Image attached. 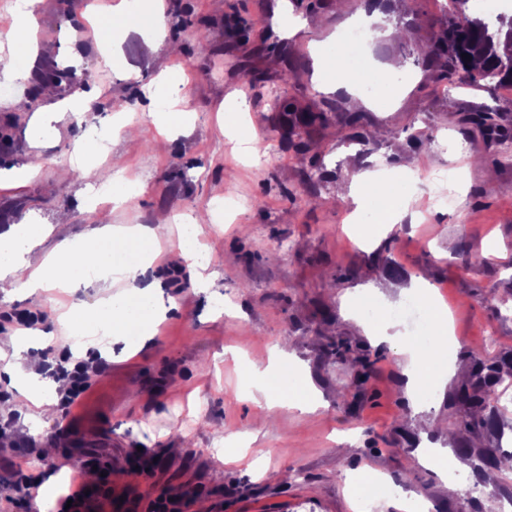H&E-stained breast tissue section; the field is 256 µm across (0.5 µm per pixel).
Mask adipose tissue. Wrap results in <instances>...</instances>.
I'll return each instance as SVG.
<instances>
[{
	"mask_svg": "<svg viewBox=\"0 0 512 512\" xmlns=\"http://www.w3.org/2000/svg\"><path fill=\"white\" fill-rule=\"evenodd\" d=\"M40 2L22 0L15 5V33L9 50L0 52V78L21 82L33 67L37 56L33 32ZM46 233L44 225L26 222L0 232V293L8 296L23 291L38 297L50 288L72 293L106 275L118 285V292L92 307L68 306L60 316L61 323L72 335L92 343L101 336L115 340L135 336L143 344L152 340L164 314L155 300L156 284L147 278L157 258L156 229L103 225L95 228L85 243L65 241L50 254L34 257L33 249ZM0 360L12 379L27 386L23 414L54 418L56 401L45 392L52 381L38 372H25L33 358L20 337H9L0 345Z\"/></svg>",
	"mask_w": 512,
	"mask_h": 512,
	"instance_id": "adipose-tissue-1",
	"label": "adipose tissue"
}]
</instances>
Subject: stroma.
<instances>
[{
    "instance_id": "35a3bbf8",
    "label": "stroma",
    "mask_w": 512,
    "mask_h": 512,
    "mask_svg": "<svg viewBox=\"0 0 512 512\" xmlns=\"http://www.w3.org/2000/svg\"><path fill=\"white\" fill-rule=\"evenodd\" d=\"M167 2L175 54L118 25L111 46H103L84 16L88 0H43L40 55L23 90L28 106L18 112L0 97V170L25 162L35 121L51 116L39 95L45 74L74 71L84 89L100 94L82 119L63 116L42 137L33 181L0 188V226L23 219L46 225L36 249L44 256L98 226L152 225L161 214L170 219L159 233L166 245L177 237L173 217L208 210L200 240L213 288L200 290L192 272L169 259L156 262L157 299L167 309L156 337L133 357L121 341L100 348L107 369L58 421L12 414V443L0 444V512H36L33 496L15 497V467L31 485L57 475L66 488L73 461L85 455L108 463L113 492L143 506L181 495L183 512H363L361 484L374 476L396 483L400 497L425 495L433 512H486L488 501L512 498V471L475 482L470 460L456 451L464 444L512 455V404L500 413V434L491 436L449 432L447 406L473 357H512V310L485 302L493 292L512 299V166L496 165L500 146L465 121L487 110L512 126V93L500 85L453 87L405 59L406 47L426 45L439 30L437 0H389L386 16L370 25L372 62L402 60L384 111L325 92L335 71L319 65L362 0H346L342 12L336 0H321L313 14L295 0ZM231 15L247 20V39L230 40L224 19ZM200 29L209 32L204 50L195 40ZM277 39L288 45L287 61L263 51ZM285 68L294 73L287 84L280 80ZM164 76L186 78L182 107L191 114L166 139L151 96ZM241 83L250 87L244 130L255 136L252 160L224 124ZM277 96L327 112L331 123L310 153L274 133ZM115 99L125 100L126 112H113ZM358 109L360 127L339 138L335 119ZM425 127L435 130L434 140L421 141ZM88 144L96 152L80 156L78 146ZM116 156L126 185L136 189L134 201L117 209L107 191ZM373 169L395 179L410 169L416 183L408 217L387 231L380 214L362 212L365 238L358 241L346 231L354 205H336V190ZM441 170L457 175L454 202L424 211V195L436 189L431 176ZM228 196L234 210L213 214ZM388 281L450 307L458 342L433 396L414 399L405 388L399 350L414 343L408 320L398 326V342L371 345L378 360L367 391L349 389L348 363L324 351L336 336L363 339L353 303ZM101 297L95 288L0 296V336L25 333L31 355L46 362L64 349L87 358L89 349L76 346L58 317L64 306ZM286 340L321 397L317 411L252 398L253 363ZM137 446L156 451L151 476L126 475L120 452ZM456 472L471 486L466 497L448 495Z\"/></svg>"
}]
</instances>
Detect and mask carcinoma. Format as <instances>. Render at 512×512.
<instances>
[{"instance_id": "obj_1", "label": "carcinoma", "mask_w": 512, "mask_h": 512, "mask_svg": "<svg viewBox=\"0 0 512 512\" xmlns=\"http://www.w3.org/2000/svg\"><path fill=\"white\" fill-rule=\"evenodd\" d=\"M459 9L445 18L437 37L426 49L415 55L414 63L437 71V77L457 79L463 84L484 83L498 86L512 85V16H497L499 26L493 27L483 15L468 13L470 0H454ZM467 53V60L462 54ZM274 108L279 114L291 113L297 118L296 137L292 145L301 151L309 149L311 134L328 124L326 113L302 111L288 100L276 97ZM466 121L475 126L488 140L505 142L512 139L506 127L499 123L496 112H472ZM373 361L369 355L353 359L352 383L363 386L370 377ZM512 376V361L492 362L475 359L468 380L448 395V408H459L463 413L448 419V431L464 429L469 432L490 431L498 424L499 387ZM473 474L485 481L498 468L497 451L488 449L473 455Z\"/></svg>"}]
</instances>
